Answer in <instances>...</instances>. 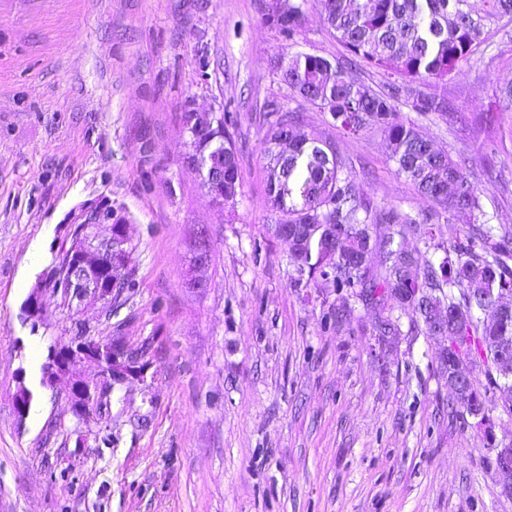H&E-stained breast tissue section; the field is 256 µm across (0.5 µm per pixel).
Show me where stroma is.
Masks as SVG:
<instances>
[{
	"mask_svg": "<svg viewBox=\"0 0 512 512\" xmlns=\"http://www.w3.org/2000/svg\"><path fill=\"white\" fill-rule=\"evenodd\" d=\"M265 3L0 0V512H512L492 452L512 413L484 365L472 367L480 424L448 412L445 339L406 325L379 340L350 289L296 281L266 197L268 101L335 142L364 195L414 216L435 205L397 175L383 135L347 136L291 97L272 57L344 48L314 0L290 41L264 23ZM510 84L512 23L442 87L447 116H400L467 158L485 211L512 227V112L498 96ZM188 110L226 119L235 205L215 204L187 162ZM104 209L127 226L134 293L111 314L52 303L26 318L70 227ZM196 226L211 253L199 271ZM194 274L204 287H188ZM77 322L144 352L90 428L69 414L66 379L42 383Z\"/></svg>",
	"mask_w": 512,
	"mask_h": 512,
	"instance_id": "1",
	"label": "stroma"
}]
</instances>
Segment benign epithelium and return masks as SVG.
Listing matches in <instances>:
<instances>
[{"instance_id": "benign-epithelium-1", "label": "benign epithelium", "mask_w": 512, "mask_h": 512, "mask_svg": "<svg viewBox=\"0 0 512 512\" xmlns=\"http://www.w3.org/2000/svg\"><path fill=\"white\" fill-rule=\"evenodd\" d=\"M112 224V216L95 214L84 220L78 234L63 241V249L71 257L70 267L57 274L54 296L61 297L70 305L86 302L100 303L108 308L117 293L118 279L113 269L126 263L129 258L130 239L126 225L110 232L102 238L99 226ZM197 245L193 257V267L202 269L208 266L209 249L206 244V231L196 232ZM47 281L36 286L27 298L24 310L31 318H38L48 302ZM75 339L60 344L52 352L45 370V384H50L59 375H70L65 396L70 412L79 421H95L100 416L107 395L112 389V381H124L128 378L127 363L132 353L123 340L112 337L95 336L82 324H77ZM500 377L512 378V345L503 343L491 351ZM83 361L96 363L102 373L103 385L91 386L73 374V369ZM473 372L467 367L462 355L453 357L448 373V389L454 394L455 401L471 403L470 391L474 389ZM495 465L497 474L502 477V493L512 496V444L502 443L496 449Z\"/></svg>"}]
</instances>
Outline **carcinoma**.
<instances>
[{"instance_id": "obj_1", "label": "carcinoma", "mask_w": 512, "mask_h": 512, "mask_svg": "<svg viewBox=\"0 0 512 512\" xmlns=\"http://www.w3.org/2000/svg\"><path fill=\"white\" fill-rule=\"evenodd\" d=\"M323 19L346 54L334 60L296 53L274 62L292 94L330 114L351 136L378 130L388 141L398 175L438 209L422 217L362 196L336 146L302 131L303 113L272 100L271 121L262 142L269 159L267 196L274 223L301 235L299 253L289 255L299 276L320 288H349L379 312L375 335H400V316L422 324L429 336L457 337V351L482 358L490 347L512 341V314L497 315V295L512 292V228L493 224L465 162L432 148L398 105L444 116L448 101L422 87L445 83L484 46L499 23L512 20V0H318ZM308 0H271L265 23L288 40L302 24ZM361 66L383 78L378 90L349 76ZM189 161L205 164L224 154V203L242 193L236 143L224 118L207 134H189ZM467 220L459 239L439 264L406 243L419 235L426 249H438L431 224ZM375 224L387 226L380 239ZM473 288L485 292L475 295Z\"/></svg>"}]
</instances>
